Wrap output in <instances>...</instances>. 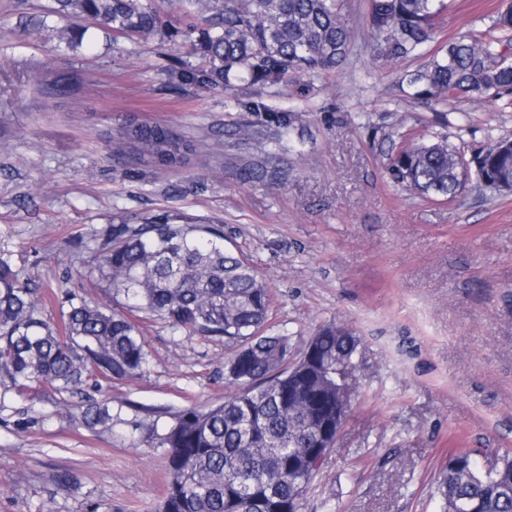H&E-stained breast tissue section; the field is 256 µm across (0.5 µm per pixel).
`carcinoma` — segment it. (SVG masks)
Returning a JSON list of instances; mask_svg holds the SVG:
<instances>
[{
    "instance_id": "1",
    "label": "carcinoma",
    "mask_w": 512,
    "mask_h": 512,
    "mask_svg": "<svg viewBox=\"0 0 512 512\" xmlns=\"http://www.w3.org/2000/svg\"><path fill=\"white\" fill-rule=\"evenodd\" d=\"M439 0H369L370 51L378 61L409 57L433 35ZM203 12L205 26L188 25L190 41L207 66L190 78L205 86L235 81L277 84L290 73L316 75L340 66L352 42L340 0H188ZM55 13L70 21L57 37L82 46L91 20L120 36L160 31L157 11L142 0H56ZM500 36L486 43L456 39L411 79L438 97L475 98L512 93V4L492 20ZM181 141L163 125L131 138L117 131L112 152L129 148L179 162ZM458 148L443 140L405 148L388 175L426 197L455 196L460 189ZM477 174L491 185L512 182V143L495 141L479 155ZM91 271L108 284L112 301L158 317L186 332L234 348L224 379L234 390L207 408L186 406L172 414L162 434L150 436L167 455V482L160 512H294L334 449L340 375L352 374L359 340L341 326H324L310 337L312 357L302 371L288 367L290 338L267 334L272 294L245 258L224 248V227L184 213L113 219L92 250ZM149 365L138 324L105 304L71 297L60 322L47 321L39 289L0 252V409L7 394H32L48 384L68 391L101 377L133 379ZM82 420L89 429L112 425V407L93 402ZM435 492L443 512H512V456L487 474L469 450L440 470Z\"/></svg>"
}]
</instances>
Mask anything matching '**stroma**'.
Instances as JSON below:
<instances>
[{"label": "stroma", "instance_id": "35a3bbf8", "mask_svg": "<svg viewBox=\"0 0 512 512\" xmlns=\"http://www.w3.org/2000/svg\"><path fill=\"white\" fill-rule=\"evenodd\" d=\"M149 3L159 34L98 30L75 51L56 36L53 0H0V250L45 292L54 321L70 295L106 302L85 266L113 215L223 221L225 246L273 295L271 333L296 352L326 324L360 338L350 411L298 512H440L433 482L455 449L482 464L512 453V194L473 178L453 199H427L387 166L442 136L469 157L512 137L507 98L408 83L449 41L488 36L502 0H444L432 40L389 63L366 50L368 0H344L353 49L341 67L230 87L172 79L204 64L176 34L196 10ZM132 122L165 125L194 150L167 170L111 155ZM252 168L267 179L248 178ZM134 319L151 354L144 374L0 411V512H157L165 451L145 439L169 420L152 410L221 402L231 350ZM91 397L119 414L112 429L82 424Z\"/></svg>", "mask_w": 512, "mask_h": 512}]
</instances>
